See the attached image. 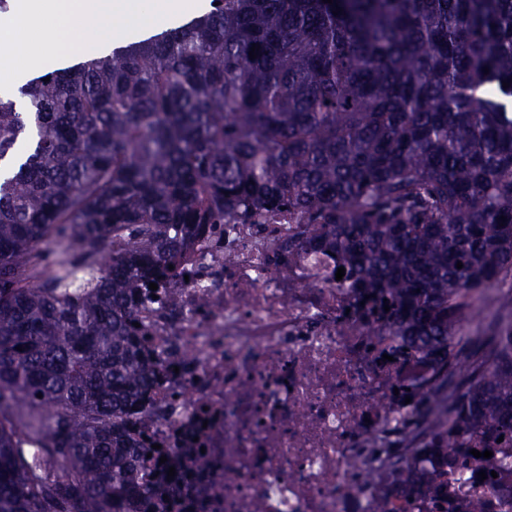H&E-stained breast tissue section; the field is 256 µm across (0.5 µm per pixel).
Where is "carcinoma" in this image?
Returning a JSON list of instances; mask_svg holds the SVG:
<instances>
[{
  "label": "carcinoma",
  "mask_w": 512,
  "mask_h": 512,
  "mask_svg": "<svg viewBox=\"0 0 512 512\" xmlns=\"http://www.w3.org/2000/svg\"><path fill=\"white\" fill-rule=\"evenodd\" d=\"M281 208L429 370L376 512L512 449V0H210L0 93V512H171L141 291Z\"/></svg>",
  "instance_id": "cac0c4a2"
}]
</instances>
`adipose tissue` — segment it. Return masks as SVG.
<instances>
[{"instance_id": "ef3b65f1", "label": "adipose tissue", "mask_w": 512, "mask_h": 512, "mask_svg": "<svg viewBox=\"0 0 512 512\" xmlns=\"http://www.w3.org/2000/svg\"><path fill=\"white\" fill-rule=\"evenodd\" d=\"M187 0H16L0 37L15 45L14 56L0 62V88L27 72L53 66L62 41L76 37L77 49L94 57L137 25H170L188 10Z\"/></svg>"}]
</instances>
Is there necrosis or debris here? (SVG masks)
<instances>
[{"label":"necrosis or debris","instance_id":"4bbe7bcc","mask_svg":"<svg viewBox=\"0 0 512 512\" xmlns=\"http://www.w3.org/2000/svg\"><path fill=\"white\" fill-rule=\"evenodd\" d=\"M290 225L280 212L207 231L176 286L146 302L144 334L168 368L154 398L173 410L152 438L184 463L174 512H375L385 489L410 412L396 390L418 369L368 349L377 326L350 312L334 256L270 262ZM483 468L472 459L447 499L424 491L398 508L468 512Z\"/></svg>","mask_w":512,"mask_h":512}]
</instances>
